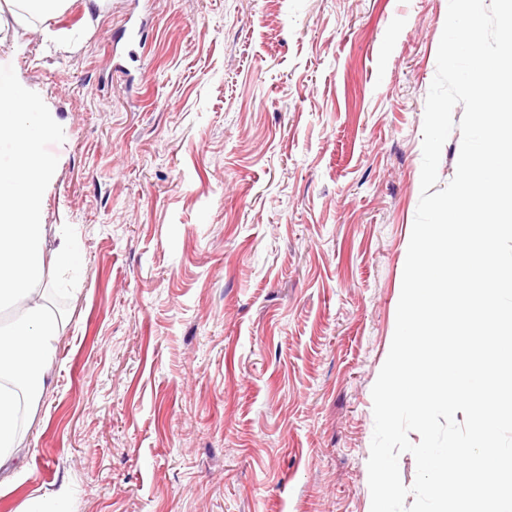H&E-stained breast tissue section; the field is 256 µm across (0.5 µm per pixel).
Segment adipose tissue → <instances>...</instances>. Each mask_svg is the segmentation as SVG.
I'll use <instances>...</instances> for the list:
<instances>
[{
	"mask_svg": "<svg viewBox=\"0 0 512 512\" xmlns=\"http://www.w3.org/2000/svg\"><path fill=\"white\" fill-rule=\"evenodd\" d=\"M60 126L17 75L0 69V140L12 151L0 165V307L20 309L0 324V466L14 456L20 398L42 394L56 356L58 321L31 293L49 269L73 270L81 258L78 241L67 234L52 255L44 253L45 191L57 167L44 143Z\"/></svg>",
	"mask_w": 512,
	"mask_h": 512,
	"instance_id": "1",
	"label": "adipose tissue"
}]
</instances>
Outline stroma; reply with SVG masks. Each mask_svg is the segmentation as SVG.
<instances>
[{"mask_svg":"<svg viewBox=\"0 0 512 512\" xmlns=\"http://www.w3.org/2000/svg\"><path fill=\"white\" fill-rule=\"evenodd\" d=\"M448 0H69L0 63L62 121L79 269L0 512H371L372 387Z\"/></svg>","mask_w":512,"mask_h":512,"instance_id":"35a3bbf8","label":"stroma"}]
</instances>
